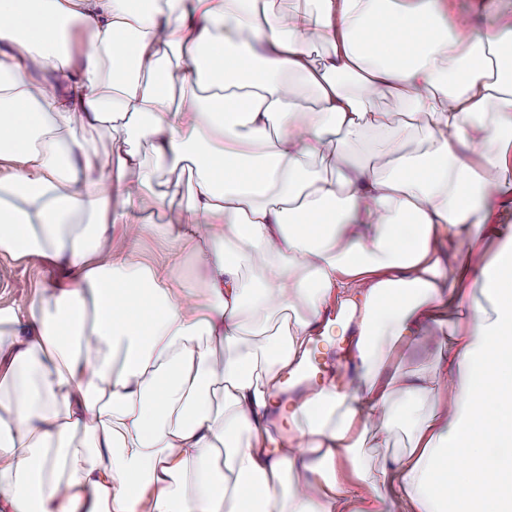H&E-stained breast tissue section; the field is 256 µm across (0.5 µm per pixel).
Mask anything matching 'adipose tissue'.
Wrapping results in <instances>:
<instances>
[{
    "instance_id": "adipose-tissue-1",
    "label": "adipose tissue",
    "mask_w": 512,
    "mask_h": 512,
    "mask_svg": "<svg viewBox=\"0 0 512 512\" xmlns=\"http://www.w3.org/2000/svg\"><path fill=\"white\" fill-rule=\"evenodd\" d=\"M507 48L443 0H0V256L64 274L28 316L0 308V512H512ZM370 133L377 169L351 150ZM162 167L195 191L147 264L127 246ZM492 235L466 282L456 256ZM188 246L205 288L175 278ZM317 336L350 381L298 395L276 441ZM419 338L431 371L390 375ZM397 426L407 452L369 468L367 433Z\"/></svg>"
}]
</instances>
